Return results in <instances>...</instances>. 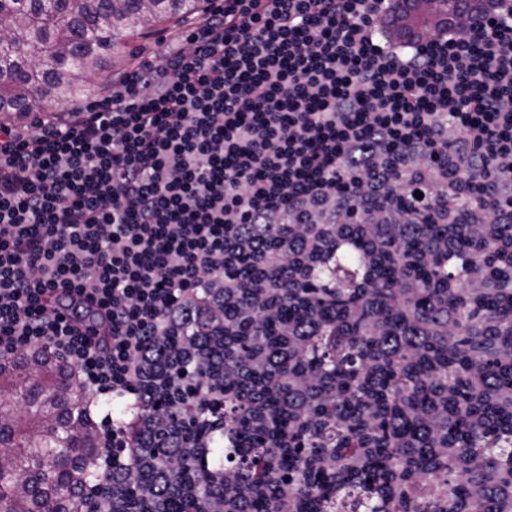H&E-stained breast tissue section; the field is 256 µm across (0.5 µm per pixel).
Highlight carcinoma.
Returning a JSON list of instances; mask_svg holds the SVG:
<instances>
[{"instance_id":"1","label":"carcinoma","mask_w":512,"mask_h":512,"mask_svg":"<svg viewBox=\"0 0 512 512\" xmlns=\"http://www.w3.org/2000/svg\"><path fill=\"white\" fill-rule=\"evenodd\" d=\"M203 0H0V25L8 37L0 41V114L30 112L50 105L68 112L88 94L99 89L89 76L103 56L117 51L121 43L158 22L191 16ZM40 92H35V89ZM462 246L440 258V269L457 273L466 268L471 243L460 233ZM367 244L352 233L326 257L312 276L319 298L318 311L327 319L338 318L352 295L346 280L361 271L360 258ZM456 341L450 334L439 341L431 355L402 366L400 376L383 375L377 382L379 396L391 399L392 387L404 390L401 409L408 412L423 403L428 384L427 365H446L448 375L464 400L454 421L445 429L447 441L470 457V472L458 480L448 459L437 456L413 421L405 422L403 435L413 442L405 453L386 447L366 472L336 490L326 475H313L305 494L307 512H385L377 491L386 472L413 462L420 463L425 478L438 484L440 495L422 499L418 512H457L472 483L492 469H506L512 462V415L492 416L483 432L469 426V400L476 393L467 387L465 366L448 358ZM371 342L358 335L344 340L324 336L316 343L308 365L343 383L340 407L355 414L361 408L355 379L361 371ZM83 396L71 372L44 350L21 353L0 363V512H79L75 488L86 475L85 459L93 451L90 425L82 410ZM293 417L276 414L274 425L263 434L251 432L245 418L224 431L220 447L192 461L166 448L152 452L164 457L178 475L185 461L196 474L208 475L225 464L235 467L245 480L263 476L261 454L288 434ZM348 451L351 432H333L328 442L307 444L310 453L328 446ZM169 512H209L203 496L193 502L172 501Z\"/></svg>"}]
</instances>
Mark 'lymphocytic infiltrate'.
I'll return each mask as SVG.
<instances>
[{
	"mask_svg": "<svg viewBox=\"0 0 512 512\" xmlns=\"http://www.w3.org/2000/svg\"><path fill=\"white\" fill-rule=\"evenodd\" d=\"M485 3L397 41L395 0H224L74 120L0 127V362L47 349L86 397L96 464L77 491L81 512L141 501L166 512L205 492L212 512H245L258 497L301 512L280 448L355 424L354 451L308 453L299 467L363 469L385 419L373 378L451 329L485 408L512 414V391L487 387L512 365V343L490 344L498 323L480 312L489 299L512 306V234L501 231L512 224V0ZM429 215L445 233H431ZM348 228L368 246L351 281L365 301L329 321L312 306L311 277ZM463 228L475 243L465 276L426 279ZM389 261L394 292L368 304ZM426 287L431 312L419 316ZM290 292L298 307L286 316ZM206 315L231 337L197 342ZM402 315L407 331L393 332ZM355 329L375 345L358 378L369 407L354 422L336 405L338 381L305 357L320 337ZM244 332L250 345L223 368ZM190 366L198 389L173 398L167 378ZM235 389L256 431L276 410L298 420L266 454L264 479L227 469L175 480L152 447L206 452L209 438L187 441L182 418L211 404L210 422L234 427L222 406ZM419 476L415 464L392 474L390 512H416L433 494Z\"/></svg>",
	"mask_w": 512,
	"mask_h": 512,
	"instance_id": "lymphocytic-infiltrate-1",
	"label": "lymphocytic infiltrate"
}]
</instances>
